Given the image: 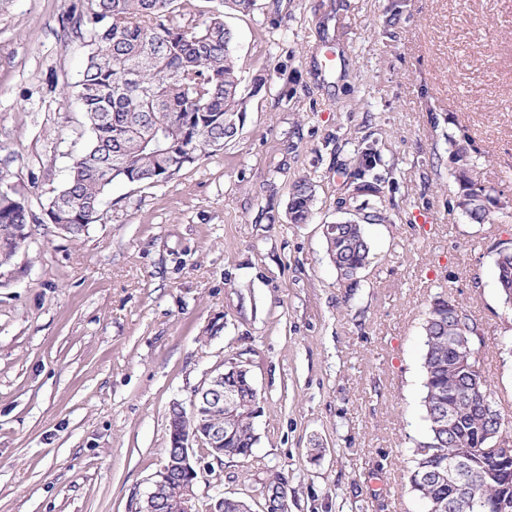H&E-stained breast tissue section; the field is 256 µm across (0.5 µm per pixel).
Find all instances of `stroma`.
Returning <instances> with one entry per match:
<instances>
[{"label":"stroma","instance_id":"1","mask_svg":"<svg viewBox=\"0 0 512 512\" xmlns=\"http://www.w3.org/2000/svg\"><path fill=\"white\" fill-rule=\"evenodd\" d=\"M87 0H0V186L33 219L0 266V512H137L173 402L225 363L262 398L247 460L202 459L199 512H426L407 467L425 431L423 323L445 293L484 330L512 415V311L492 247L512 206H455L448 141L512 198V0H257L228 11L252 93L222 149L113 185L77 240L45 209L91 139L75 94ZM375 145L388 220L339 288L323 227L351 218L342 171ZM313 218L288 219L299 178ZM432 217L417 224L416 214Z\"/></svg>","mask_w":512,"mask_h":512}]
</instances>
